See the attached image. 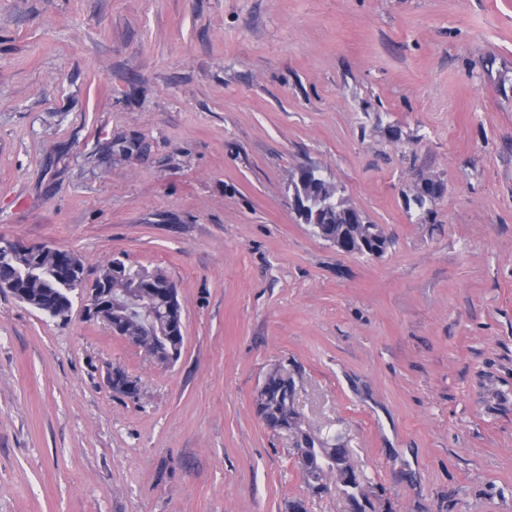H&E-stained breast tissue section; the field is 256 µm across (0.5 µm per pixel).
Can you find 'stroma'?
Here are the masks:
<instances>
[{
	"mask_svg": "<svg viewBox=\"0 0 512 512\" xmlns=\"http://www.w3.org/2000/svg\"><path fill=\"white\" fill-rule=\"evenodd\" d=\"M304 167L382 258L299 221ZM0 238L185 318L163 367L0 293V512H353L258 418L275 368L375 512H512V0H0Z\"/></svg>",
	"mask_w": 512,
	"mask_h": 512,
	"instance_id": "obj_1",
	"label": "stroma"
}]
</instances>
